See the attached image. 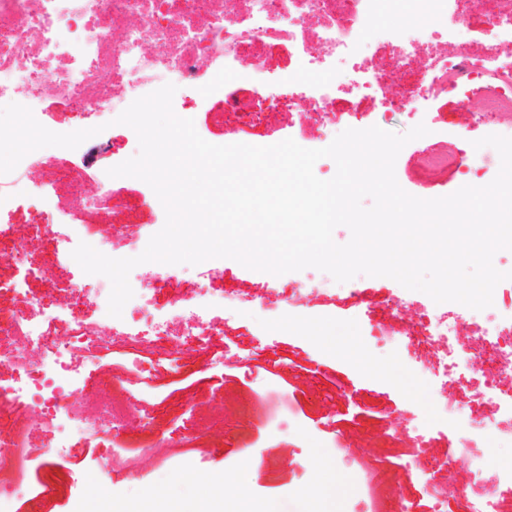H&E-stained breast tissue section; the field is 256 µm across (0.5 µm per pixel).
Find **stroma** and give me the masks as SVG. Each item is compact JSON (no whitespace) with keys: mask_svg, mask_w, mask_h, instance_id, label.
I'll return each instance as SVG.
<instances>
[{"mask_svg":"<svg viewBox=\"0 0 512 512\" xmlns=\"http://www.w3.org/2000/svg\"><path fill=\"white\" fill-rule=\"evenodd\" d=\"M223 98V86L203 85L174 97L173 110L176 115L193 119L198 134L216 145L232 144L243 138L255 146H269L287 138L308 149L329 144L328 138L286 126L273 118L242 131L222 129L213 123L212 115L220 111ZM340 103L344 111L354 115L352 128L376 126L402 134L423 123L449 151H470L479 167L481 184H489L496 176L492 151L473 147L474 141L485 135L484 130L471 124L474 100L462 101L443 94L426 113L418 107L409 112H389L377 100L347 94L342 95ZM426 144L422 137L403 147L395 164L396 179L406 192L419 198L450 195L459 178L457 172H448L441 184L434 187L423 186L419 181ZM137 152L135 137L121 138L116 150L100 146L92 137L77 149L57 150L55 156L93 177ZM115 190L120 199L143 200V236H153L163 228L165 213L154 204L155 193L147 183L129 180L116 185ZM213 265L224 272L210 285L215 293L227 288H263L272 280L271 274L245 268L231 259L217 258ZM233 331V337L216 340L219 362L198 361L190 365L189 372L195 379L194 390L218 400L235 388L253 391L261 414L255 417L247 436H229L215 442L195 440L196 413L187 393L175 392L166 405L172 421L154 432L153 437L159 447L173 448L169 460L172 473L190 469V480L178 483L169 476L148 471L119 476L94 457L88 458L78 472L58 464L52 470L57 487L53 506L58 512H75L81 502L93 503L96 512H105L112 495L126 502L131 512H160V505L169 497L179 498L185 512H200L211 495L210 478L225 474L234 476L235 482L224 491L222 512H315L316 501L300 496L299 487H319L331 481L336 484L335 512H361L366 506L364 492L354 463L332 441L334 431L356 423L368 428L398 427L441 419L439 384L400 348L376 343L354 312H331L314 300L295 317L292 325L277 323L274 312L250 311L238 320ZM239 333L252 338L253 347L237 345L234 337ZM292 345L300 349L303 366L330 372L345 385L346 396L335 416L326 417L309 408L302 412L279 408V400L297 402L300 393L273 382L269 373L245 364L251 349L284 352ZM288 446L296 450L298 468L282 470L278 475L266 472L262 458Z\"/></svg>","mask_w":512,"mask_h":512,"instance_id":"1","label":"stroma"}]
</instances>
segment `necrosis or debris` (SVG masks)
<instances>
[{
  "mask_svg": "<svg viewBox=\"0 0 512 512\" xmlns=\"http://www.w3.org/2000/svg\"><path fill=\"white\" fill-rule=\"evenodd\" d=\"M282 52L288 70L272 76ZM219 78L249 85L225 92L213 115L224 128L274 114L332 134L341 89L375 94L391 112L443 93L474 94V126L512 137V0H0V106L36 112L62 100L105 123L165 84L183 93ZM116 184L60 168L43 148L0 175V264L12 269L0 279V512H50L56 488L47 480L33 488L31 470L47 471L59 454L80 463L89 448L130 452L164 471L166 451L132 437L126 409L160 425L162 371L184 368L189 357L212 361V337L243 308L272 301L285 322L306 303L287 282L210 294L212 268L185 290L171 265L155 262L137 267L128 317L109 315L111 285L100 275H82L78 290L55 287L51 298L35 294L32 283L70 257L71 238L64 225H45L54 247L35 259L4 215L35 199L78 218L104 209ZM84 235L113 258L138 256L148 244L131 224L113 225L108 237L88 225ZM318 291L331 308L355 311L376 340L399 342L429 365L447 398L442 416L469 417L467 470L457 469L437 425L337 430V447L368 475L369 512H417L416 489L429 498L427 512H512V470L484 477L491 450L512 447V306L450 317L415 310L384 286L325 282ZM273 371L334 414L322 371L301 368L291 354L278 356Z\"/></svg>",
  "mask_w": 512,
  "mask_h": 512,
  "instance_id": "necrosis-or-debris-1",
  "label": "necrosis or debris"
}]
</instances>
